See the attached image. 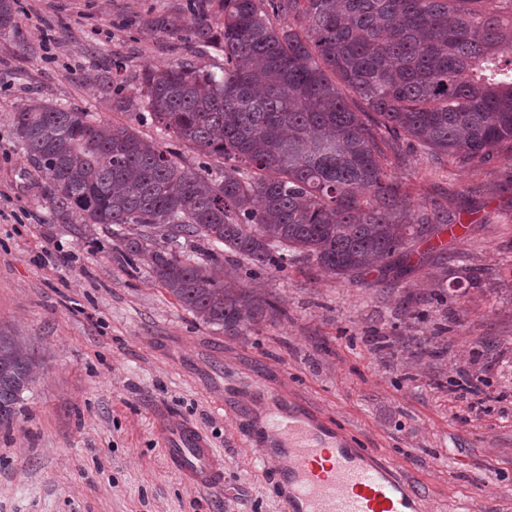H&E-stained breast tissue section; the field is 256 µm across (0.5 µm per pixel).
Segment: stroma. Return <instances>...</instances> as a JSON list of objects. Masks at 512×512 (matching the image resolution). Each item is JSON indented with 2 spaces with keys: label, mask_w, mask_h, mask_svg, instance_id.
<instances>
[{
  "label": "stroma",
  "mask_w": 512,
  "mask_h": 512,
  "mask_svg": "<svg viewBox=\"0 0 512 512\" xmlns=\"http://www.w3.org/2000/svg\"><path fill=\"white\" fill-rule=\"evenodd\" d=\"M186 0H18L0 38V330L40 361L17 417L0 428V512H282L276 466L248 434L258 407L310 409L358 435L419 493L426 512H512V193L496 168L416 156L394 171L413 206L441 199L463 236L415 246L419 270L360 281L294 265L242 278L278 298L282 319L227 336L159 284L147 255L126 264L133 224L57 221L14 113L28 98L171 139L103 92L144 69L218 52L148 30ZM482 187L474 195L473 187ZM470 375L491 401L455 388ZM203 430L224 485L186 486L168 468L159 418Z\"/></svg>",
  "instance_id": "35a3bbf8"
}]
</instances>
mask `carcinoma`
<instances>
[{
  "label": "carcinoma",
  "instance_id": "carcinoma-1",
  "mask_svg": "<svg viewBox=\"0 0 512 512\" xmlns=\"http://www.w3.org/2000/svg\"><path fill=\"white\" fill-rule=\"evenodd\" d=\"M191 18L146 26L189 35L224 57L142 73L139 99L109 77L112 110L138 107L179 144L221 164H180L130 125L31 98L14 116L28 160L46 178L53 213L80 224H135L128 260L201 323L245 336L283 310L236 284L308 263L357 280L405 273L416 242L448 223L434 199L413 209L392 169L417 151L459 164L497 163L512 190V0H188ZM17 0H0V36L17 30ZM299 23L280 28L273 20ZM217 246L183 262L153 238ZM39 362L0 332V426H10Z\"/></svg>",
  "mask_w": 512,
  "mask_h": 512
}]
</instances>
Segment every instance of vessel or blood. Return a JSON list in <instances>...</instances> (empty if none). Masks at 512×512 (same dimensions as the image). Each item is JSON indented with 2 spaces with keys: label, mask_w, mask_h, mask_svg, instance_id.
I'll use <instances>...</instances> for the list:
<instances>
[{
  "label": "vessel or blood",
  "mask_w": 512,
  "mask_h": 512,
  "mask_svg": "<svg viewBox=\"0 0 512 512\" xmlns=\"http://www.w3.org/2000/svg\"><path fill=\"white\" fill-rule=\"evenodd\" d=\"M160 438L169 469L185 484L213 490L224 484V458L208 436L190 424H162ZM262 463L270 446L282 452L278 470L283 512H421L408 481L351 436L328 435L315 416L281 410L251 434Z\"/></svg>",
  "instance_id": "b4317fda"
}]
</instances>
